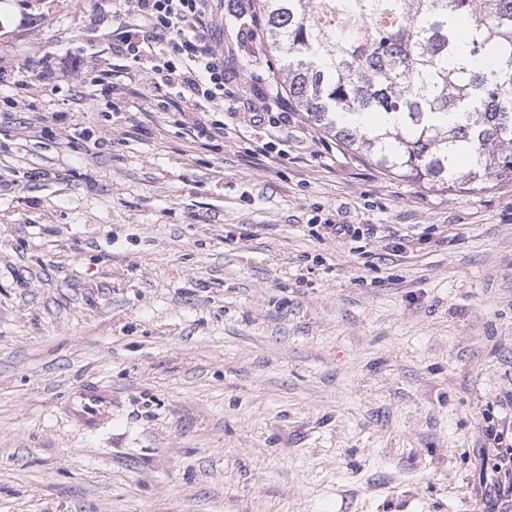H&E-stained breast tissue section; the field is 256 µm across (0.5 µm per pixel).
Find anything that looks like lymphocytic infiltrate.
I'll list each match as a JSON object with an SVG mask.
<instances>
[{
  "label": "lymphocytic infiltrate",
  "mask_w": 512,
  "mask_h": 512,
  "mask_svg": "<svg viewBox=\"0 0 512 512\" xmlns=\"http://www.w3.org/2000/svg\"><path fill=\"white\" fill-rule=\"evenodd\" d=\"M113 11L112 48L139 64L127 73L126 90L149 82L163 107L174 108L177 123L190 139H232L223 121L210 119L217 107L238 111L224 99V60L206 34L213 21L210 0H123ZM482 455L481 512H512V423L486 429Z\"/></svg>",
  "instance_id": "lymphocytic-infiltrate-1"
}]
</instances>
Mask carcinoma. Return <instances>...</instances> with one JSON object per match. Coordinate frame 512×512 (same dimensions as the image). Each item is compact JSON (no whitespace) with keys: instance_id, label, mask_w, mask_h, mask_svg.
<instances>
[{"instance_id":"obj_1","label":"carcinoma","mask_w":512,"mask_h":512,"mask_svg":"<svg viewBox=\"0 0 512 512\" xmlns=\"http://www.w3.org/2000/svg\"><path fill=\"white\" fill-rule=\"evenodd\" d=\"M288 98L436 190L512 182V0H259Z\"/></svg>"}]
</instances>
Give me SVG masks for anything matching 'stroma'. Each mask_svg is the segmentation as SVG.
I'll return each mask as SVG.
<instances>
[{"instance_id":"stroma-1","label":"stroma","mask_w":512,"mask_h":512,"mask_svg":"<svg viewBox=\"0 0 512 512\" xmlns=\"http://www.w3.org/2000/svg\"><path fill=\"white\" fill-rule=\"evenodd\" d=\"M250 24L225 0L208 40L225 97L274 112ZM111 28L0 0V67L55 66L0 88V512H478L484 427L512 420V182L429 190L300 111L218 110L237 139L190 143L68 72L133 68ZM62 113L91 141L48 135ZM90 382L95 433L64 414ZM68 416L85 431H96L112 422V390L100 385H84L70 393Z\"/></svg>"}]
</instances>
